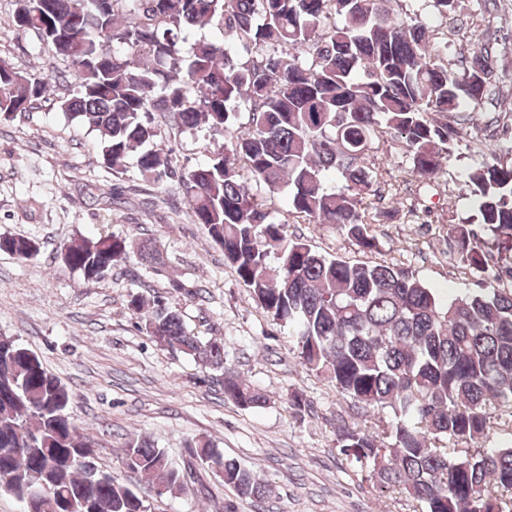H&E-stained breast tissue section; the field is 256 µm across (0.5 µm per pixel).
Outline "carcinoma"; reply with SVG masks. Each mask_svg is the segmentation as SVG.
Instances as JSON below:
<instances>
[{"label": "carcinoma", "mask_w": 512, "mask_h": 512, "mask_svg": "<svg viewBox=\"0 0 512 512\" xmlns=\"http://www.w3.org/2000/svg\"><path fill=\"white\" fill-rule=\"evenodd\" d=\"M16 0L13 25L34 30L69 61L75 94L59 108L88 126L116 172L177 181L195 223L224 250V263L272 322L288 328L303 368L351 406L384 423L377 440L343 422L340 455L380 493L396 491L413 512H512V136L465 177L476 219L448 225V257L484 287L442 298L393 263L328 257L290 224H334L364 252L372 225L398 215L382 206V145L402 144L409 172L426 186L449 160L459 128L481 110L492 135L509 130L498 61L512 51L497 36L499 0H473L486 40L467 52L448 38L464 29L457 0ZM430 9L441 24L423 17ZM219 25L221 44L188 32ZM247 51L242 57L237 47ZM53 76L31 77L0 59V114L29 112ZM247 126L237 125L240 109ZM214 136L210 161L182 170L154 113ZM250 174L248 185L241 170ZM335 174L339 184H329ZM287 193L283 215L266 196ZM409 216L429 223L421 198ZM133 249L104 234L63 246L62 260L97 282ZM39 243L0 235V252L28 260ZM128 309L155 345L224 374V396L243 409L267 397L229 375L224 343L190 332L178 310L141 295ZM502 437L487 444L491 430ZM189 455L257 509L272 490L211 441ZM95 449L79 431L69 389L30 349L0 342V492L34 512H147L142 489L89 475ZM126 467L158 497L201 482L172 466L143 437L124 445Z\"/></svg>", "instance_id": "carcinoma-1"}]
</instances>
